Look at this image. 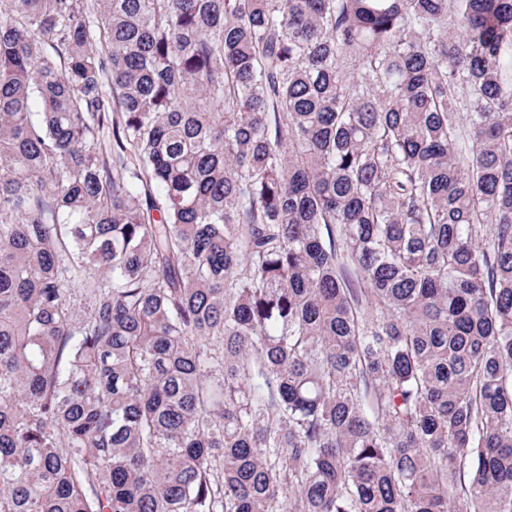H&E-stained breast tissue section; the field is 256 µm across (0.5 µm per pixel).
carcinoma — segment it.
Here are the masks:
<instances>
[{"instance_id": "1", "label": "carcinoma", "mask_w": 512, "mask_h": 512, "mask_svg": "<svg viewBox=\"0 0 512 512\" xmlns=\"http://www.w3.org/2000/svg\"><path fill=\"white\" fill-rule=\"evenodd\" d=\"M0 512H512V0H0Z\"/></svg>"}]
</instances>
